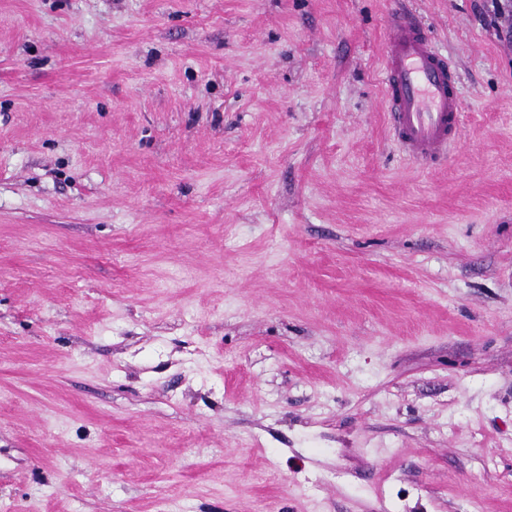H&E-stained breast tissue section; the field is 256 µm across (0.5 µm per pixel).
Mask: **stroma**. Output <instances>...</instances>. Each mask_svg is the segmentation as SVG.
<instances>
[{"label":"stroma","mask_w":512,"mask_h":512,"mask_svg":"<svg viewBox=\"0 0 512 512\" xmlns=\"http://www.w3.org/2000/svg\"><path fill=\"white\" fill-rule=\"evenodd\" d=\"M512 0H0V512H512ZM459 80L423 170L388 14ZM385 28L381 83L388 128L412 162L433 168L446 161L461 129L456 71L413 14L392 12Z\"/></svg>","instance_id":"obj_1"}]
</instances>
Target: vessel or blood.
Here are the masks:
<instances>
[{"label":"vessel or blood","mask_w":512,"mask_h":512,"mask_svg":"<svg viewBox=\"0 0 512 512\" xmlns=\"http://www.w3.org/2000/svg\"><path fill=\"white\" fill-rule=\"evenodd\" d=\"M385 28L381 83L388 127L412 162L434 167L446 161L461 129L456 71L413 14L392 12Z\"/></svg>","instance_id":"obj_1"}]
</instances>
